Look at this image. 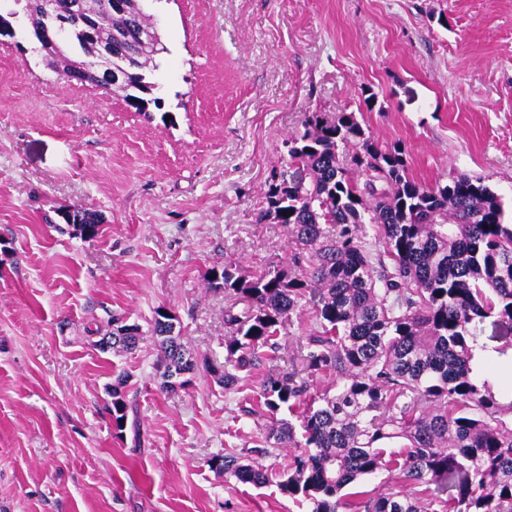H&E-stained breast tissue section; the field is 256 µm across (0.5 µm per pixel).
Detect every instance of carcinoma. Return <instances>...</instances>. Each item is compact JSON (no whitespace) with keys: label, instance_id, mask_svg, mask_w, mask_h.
I'll return each mask as SVG.
<instances>
[{"label":"carcinoma","instance_id":"cac0c4a2","mask_svg":"<svg viewBox=\"0 0 512 512\" xmlns=\"http://www.w3.org/2000/svg\"><path fill=\"white\" fill-rule=\"evenodd\" d=\"M87 0L96 17L59 43L53 65L73 58L95 36L112 56L131 62L118 93L137 112L161 108L156 58L139 37H153L140 0L108 9ZM285 168L274 174L261 219L274 220L311 251L307 269L268 267L253 275L224 265L206 273L209 288L230 299L224 309V370L233 389L255 367L259 351L277 359L278 335L309 309L300 364L263 378L258 409L270 419L268 448H297L284 472L215 455L225 480L278 488L308 512H512V343L493 348L480 325L494 317L512 329V224L500 197L480 177L458 174L433 185L410 178L404 151L380 145L352 112L309 115L290 136ZM80 231L95 235L93 213L72 212ZM97 340L100 350L130 352L140 326L119 318ZM160 387L194 363L173 318L155 311ZM329 378L311 393L310 378ZM126 380L109 388L115 430L124 431ZM288 417H277L281 409ZM397 471L405 489L349 488L381 471ZM448 491L443 498L430 486Z\"/></svg>","mask_w":512,"mask_h":512}]
</instances>
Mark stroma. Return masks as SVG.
Segmentation results:
<instances>
[{"instance_id":"stroma-1","label":"stroma","mask_w":512,"mask_h":512,"mask_svg":"<svg viewBox=\"0 0 512 512\" xmlns=\"http://www.w3.org/2000/svg\"><path fill=\"white\" fill-rule=\"evenodd\" d=\"M167 51L143 115L66 85L0 42V512H306L276 485L225 481L213 455H267L253 410L271 367L298 357L297 324L225 392L223 291L208 270L291 269L287 229L259 221L285 140L313 112L355 113L401 145L410 177L483 178L512 221V0H142ZM169 120H162V113ZM101 220L89 237L66 211ZM198 368L162 391L154 312ZM141 328L131 353L95 346L112 315ZM126 374L123 433L107 388Z\"/></svg>"}]
</instances>
